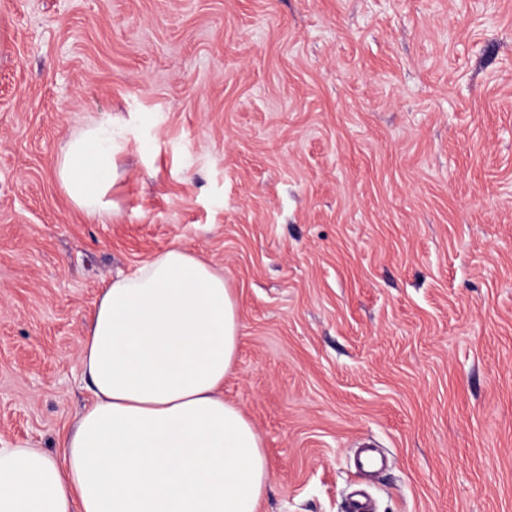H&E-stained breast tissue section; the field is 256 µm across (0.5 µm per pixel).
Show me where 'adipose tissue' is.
<instances>
[{"instance_id": "obj_1", "label": "adipose tissue", "mask_w": 512, "mask_h": 512, "mask_svg": "<svg viewBox=\"0 0 512 512\" xmlns=\"http://www.w3.org/2000/svg\"><path fill=\"white\" fill-rule=\"evenodd\" d=\"M128 133L91 118L56 167L94 222ZM239 342L224 272L179 246L103 288L82 349L93 392L60 458L0 448V512H256L270 477L262 442L221 389Z\"/></svg>"}]
</instances>
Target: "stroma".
Wrapping results in <instances>:
<instances>
[{"label":"stroma","instance_id":"obj_1","mask_svg":"<svg viewBox=\"0 0 512 512\" xmlns=\"http://www.w3.org/2000/svg\"><path fill=\"white\" fill-rule=\"evenodd\" d=\"M102 113L103 224L56 177ZM175 242L237 300L257 512H512V0H0L1 447L59 455L102 289Z\"/></svg>","mask_w":512,"mask_h":512}]
</instances>
